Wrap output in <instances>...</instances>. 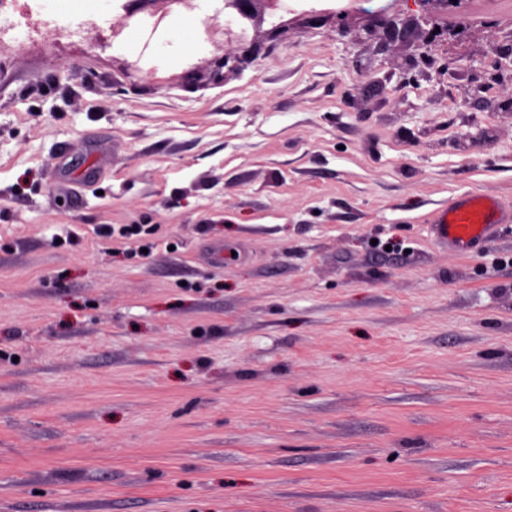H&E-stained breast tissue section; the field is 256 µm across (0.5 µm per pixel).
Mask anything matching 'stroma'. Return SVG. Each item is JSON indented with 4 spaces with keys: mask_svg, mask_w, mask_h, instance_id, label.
Returning a JSON list of instances; mask_svg holds the SVG:
<instances>
[{
    "mask_svg": "<svg viewBox=\"0 0 512 512\" xmlns=\"http://www.w3.org/2000/svg\"><path fill=\"white\" fill-rule=\"evenodd\" d=\"M448 32L82 0L0 40V512H512V224L427 230L512 200V31ZM196 0H127L124 6L125 16L127 19H133L136 24L144 23L143 19L146 17L147 12L150 17H155L159 12L161 14L154 21V29L160 24L165 14L167 7L170 6H183L186 8H194ZM160 5L159 7H157ZM157 7V8H156ZM512 223V202L490 191L465 192L432 212L430 232L437 245L455 253L475 251Z\"/></svg>",
    "mask_w": 512,
    "mask_h": 512,
    "instance_id": "1",
    "label": "stroma"
}]
</instances>
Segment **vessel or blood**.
I'll use <instances>...</instances> for the list:
<instances>
[{"label": "vessel or blood", "instance_id": "vessel-or-blood-1", "mask_svg": "<svg viewBox=\"0 0 512 512\" xmlns=\"http://www.w3.org/2000/svg\"><path fill=\"white\" fill-rule=\"evenodd\" d=\"M512 223V202L490 191L465 192L432 213L430 232L437 245L455 253L475 251Z\"/></svg>", "mask_w": 512, "mask_h": 512}]
</instances>
